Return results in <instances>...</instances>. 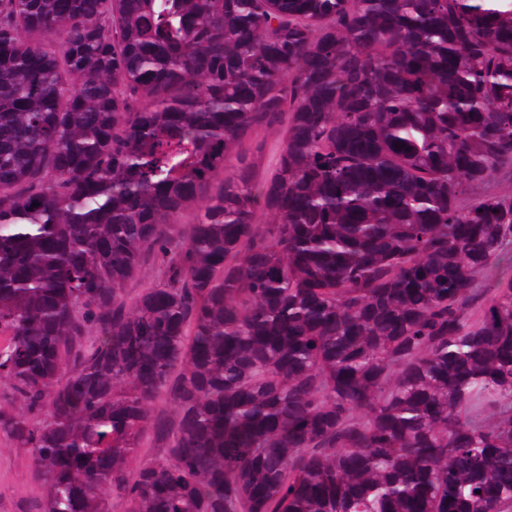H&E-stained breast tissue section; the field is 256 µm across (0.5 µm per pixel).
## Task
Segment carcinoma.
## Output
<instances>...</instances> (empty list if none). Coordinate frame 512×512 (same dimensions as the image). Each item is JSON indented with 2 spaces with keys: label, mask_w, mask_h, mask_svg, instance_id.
<instances>
[{
  "label": "carcinoma",
  "mask_w": 512,
  "mask_h": 512,
  "mask_svg": "<svg viewBox=\"0 0 512 512\" xmlns=\"http://www.w3.org/2000/svg\"><path fill=\"white\" fill-rule=\"evenodd\" d=\"M505 183L512 0H0L21 512H512ZM283 131H262L254 138L262 143V166L264 170L272 169L283 146Z\"/></svg>",
  "instance_id": "obj_1"
}]
</instances>
